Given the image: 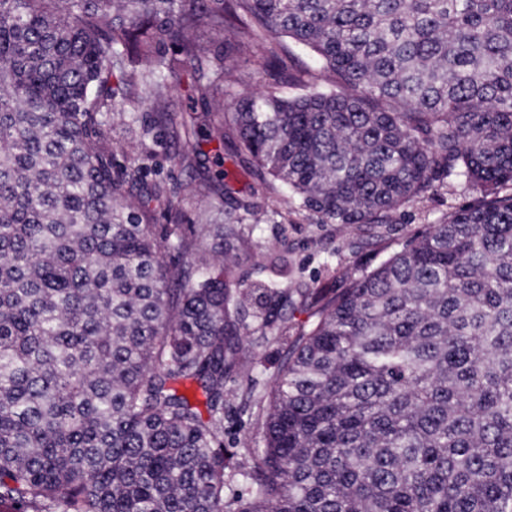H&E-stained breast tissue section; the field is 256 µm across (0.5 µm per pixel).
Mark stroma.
<instances>
[{
	"label": "stroma",
	"instance_id": "1",
	"mask_svg": "<svg viewBox=\"0 0 512 512\" xmlns=\"http://www.w3.org/2000/svg\"><path fill=\"white\" fill-rule=\"evenodd\" d=\"M224 67L233 77V93L276 88L262 53L227 56ZM152 149L155 159L150 179H172L190 187L184 206L188 223H228V212L211 206L202 175L181 163L180 144L164 134ZM473 196V190L455 183L438 190L430 200L405 207L393 223L345 225L322 224L314 215L294 212L287 193L279 190L269 201L275 219L263 220L249 245L229 251L228 275L239 284L251 283L269 276L271 261L283 256L288 260V272L280 280L281 287L344 288L351 276L373 270L425 225L436 223ZM282 353L281 341L242 336L236 364L226 374L224 445L236 451L240 461H247V449L256 447L260 439L258 410L243 394L249 389L259 396L269 393Z\"/></svg>",
	"mask_w": 512,
	"mask_h": 512
}]
</instances>
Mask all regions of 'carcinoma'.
Returning a JSON list of instances; mask_svg holds the SVG:
<instances>
[{"label": "carcinoma", "instance_id": "obj_1", "mask_svg": "<svg viewBox=\"0 0 512 512\" xmlns=\"http://www.w3.org/2000/svg\"><path fill=\"white\" fill-rule=\"evenodd\" d=\"M284 38L324 87L229 94L224 55L254 48L300 82ZM186 65L177 123L164 89ZM145 101L122 163L116 118ZM226 124L261 176L242 196ZM158 127L210 163L235 221L185 224L187 187L148 181ZM454 181L472 202L346 288L295 306L225 277L224 242L249 243L278 185L352 225ZM288 305L308 314L291 336ZM249 327L286 351L246 465L224 448V378ZM0 503L512 512V0H0Z\"/></svg>", "mask_w": 512, "mask_h": 512}]
</instances>
